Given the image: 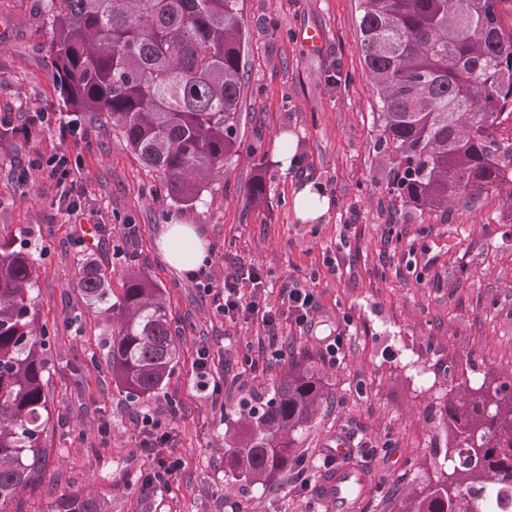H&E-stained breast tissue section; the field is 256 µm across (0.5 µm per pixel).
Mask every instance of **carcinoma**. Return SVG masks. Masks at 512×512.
Returning a JSON list of instances; mask_svg holds the SVG:
<instances>
[{
  "label": "carcinoma",
  "mask_w": 512,
  "mask_h": 512,
  "mask_svg": "<svg viewBox=\"0 0 512 512\" xmlns=\"http://www.w3.org/2000/svg\"><path fill=\"white\" fill-rule=\"evenodd\" d=\"M243 0H48L52 75L64 102L95 113L163 175L167 195L192 206L238 154ZM363 61L378 92L377 148L393 155L389 193L422 213L506 189L512 203V0H358ZM35 259L0 244V512L42 472L49 420V331L35 327ZM78 287L88 308L118 322L106 345L112 381L130 399L173 373L175 336L164 289L133 270L120 296L90 260ZM324 400L322 378L296 358L272 396L245 404L225 437L224 472L269 484L297 460V436ZM444 460L396 512H483L479 493L512 485V399L483 382L448 399ZM48 512H109L74 491Z\"/></svg>",
  "instance_id": "cac0c4a2"
}]
</instances>
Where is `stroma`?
Returning a JSON list of instances; mask_svg holds the SVG:
<instances>
[{"mask_svg": "<svg viewBox=\"0 0 512 512\" xmlns=\"http://www.w3.org/2000/svg\"><path fill=\"white\" fill-rule=\"evenodd\" d=\"M43 2L0 0V116L17 125L44 118L40 135L0 141V242L35 258L54 396L43 478L15 512H46L78 482L107 497L112 512H225L230 501L241 512H326L320 464L340 436L349 461L370 477L371 512H395L398 499L439 472L448 446L441 411L460 383L512 388V215L503 195L424 215L389 193L392 163L375 148L378 95L359 48L358 0H243L241 151L193 206L174 204L122 137L64 105ZM311 29L323 35L319 48L305 40ZM288 134L295 155L285 169L274 142ZM57 153L71 170L64 181L39 166ZM258 179L266 199L256 206L247 189ZM310 181L333 201L316 222L293 209L295 190ZM72 201L78 213H68ZM173 224L192 226L213 283L251 262L264 273L268 302L279 304L292 283L315 297L313 331L284 320L279 336L288 357L321 374L326 400L296 442L298 467L267 486L225 475L224 433L243 400L270 392L285 363L259 353L242 387L219 397L202 387L197 349L208 347L231 379L263 329L226 320L191 273L166 260L161 240ZM89 259L109 267L113 291L130 265L166 290L179 356L148 398L126 397L103 362L111 327L85 315L77 285ZM340 332L347 342L333 364L323 339ZM92 354L99 367L76 372ZM148 410L167 425L169 450L183 462L157 494L140 489L149 459L135 419ZM301 471L309 488L295 485Z\"/></svg>", "mask_w": 512, "mask_h": 512, "instance_id": "stroma-1", "label": "stroma"}]
</instances>
